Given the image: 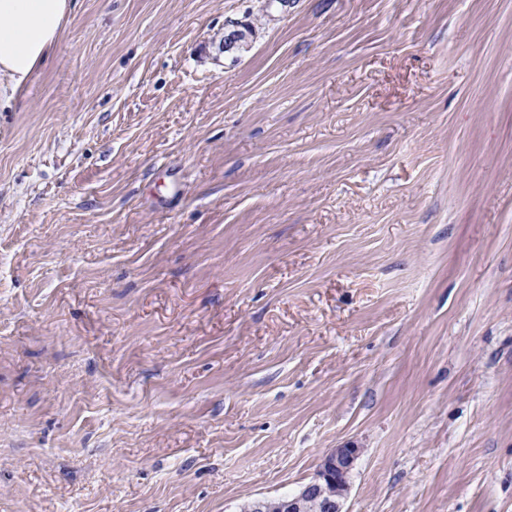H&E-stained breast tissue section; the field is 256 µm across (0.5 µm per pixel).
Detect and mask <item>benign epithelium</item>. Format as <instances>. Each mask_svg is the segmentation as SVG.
Returning <instances> with one entry per match:
<instances>
[{
    "label": "benign epithelium",
    "mask_w": 512,
    "mask_h": 512,
    "mask_svg": "<svg viewBox=\"0 0 512 512\" xmlns=\"http://www.w3.org/2000/svg\"><path fill=\"white\" fill-rule=\"evenodd\" d=\"M360 452L361 449L353 445H345L328 453L311 480L285 498L282 512H303L305 503L310 499L321 500L325 512H344L350 474Z\"/></svg>",
    "instance_id": "1"
}]
</instances>
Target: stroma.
I'll list each match as a JSON object with an SVG mask.
<instances>
[{"label": "stroma", "instance_id": "1", "mask_svg": "<svg viewBox=\"0 0 512 512\" xmlns=\"http://www.w3.org/2000/svg\"><path fill=\"white\" fill-rule=\"evenodd\" d=\"M346 444L347 512H512V0H73L0 89V512Z\"/></svg>", "mask_w": 512, "mask_h": 512}]
</instances>
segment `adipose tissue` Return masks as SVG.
I'll return each mask as SVG.
<instances>
[{"label": "adipose tissue", "mask_w": 512, "mask_h": 512, "mask_svg": "<svg viewBox=\"0 0 512 512\" xmlns=\"http://www.w3.org/2000/svg\"><path fill=\"white\" fill-rule=\"evenodd\" d=\"M69 0H0V83L21 86L54 49Z\"/></svg>", "instance_id": "obj_1"}]
</instances>
